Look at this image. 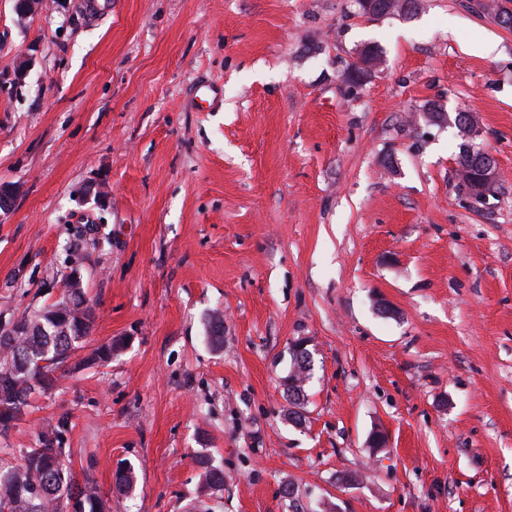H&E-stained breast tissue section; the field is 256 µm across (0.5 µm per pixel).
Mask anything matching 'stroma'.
<instances>
[{"instance_id":"obj_1","label":"stroma","mask_w":512,"mask_h":512,"mask_svg":"<svg viewBox=\"0 0 512 512\" xmlns=\"http://www.w3.org/2000/svg\"><path fill=\"white\" fill-rule=\"evenodd\" d=\"M80 2L0 0V324L56 301L78 253L85 348H119L0 448L62 424L105 512H512V28L483 0H112L98 21ZM202 80L213 107L189 102ZM430 102L474 115L499 170L483 202ZM390 1L386 9L381 13V10L377 7L375 0H360L363 5V12L369 16L387 15L388 12L397 11L403 16H411L417 10L418 3L406 2L407 0H387Z\"/></svg>"}]
</instances>
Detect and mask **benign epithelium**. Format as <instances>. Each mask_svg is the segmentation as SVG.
Returning <instances> with one entry per match:
<instances>
[{"mask_svg":"<svg viewBox=\"0 0 512 512\" xmlns=\"http://www.w3.org/2000/svg\"><path fill=\"white\" fill-rule=\"evenodd\" d=\"M363 12L369 16H377L381 13L388 14L397 11L404 16H411L417 10V4L408 0H390L385 11H380L375 0H360ZM454 124L461 130L464 137V155L468 162L460 171L459 177L469 198L481 201L494 189L498 181L497 163L493 155L483 149H478L472 144L474 137L478 135V126L470 112H459L454 118ZM17 197V188L9 183H0V212H8L12 209ZM80 262H72V269L66 281L69 292L67 296L82 295V280L79 271Z\"/></svg>","mask_w":512,"mask_h":512,"instance_id":"obj_1","label":"benign epithelium"}]
</instances>
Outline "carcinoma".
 I'll return each mask as SVG.
<instances>
[{"label":"carcinoma","mask_w":512,"mask_h":512,"mask_svg":"<svg viewBox=\"0 0 512 512\" xmlns=\"http://www.w3.org/2000/svg\"><path fill=\"white\" fill-rule=\"evenodd\" d=\"M21 320L33 325L31 335H15L14 322L10 337L0 334V404H15L20 417L34 394L55 390L58 372L91 335L93 316L83 319L56 301ZM58 433L56 427L42 433L37 448L20 452L0 448V512H104L94 485L77 481L66 464L72 449L62 446ZM198 463L205 486L214 492L221 490L224 471L204 456ZM132 485L131 468L118 469L115 491L127 494Z\"/></svg>","instance_id":"cac0c4a2"}]
</instances>
